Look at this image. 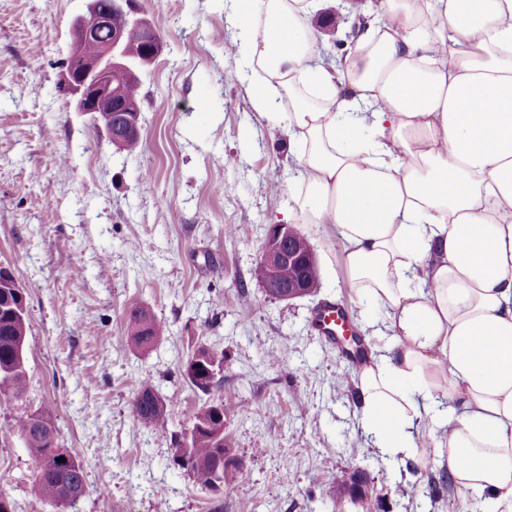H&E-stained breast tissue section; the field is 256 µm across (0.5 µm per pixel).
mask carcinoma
Listing matches in <instances>:
<instances>
[{
	"label": "carcinoma",
	"mask_w": 512,
	"mask_h": 512,
	"mask_svg": "<svg viewBox=\"0 0 512 512\" xmlns=\"http://www.w3.org/2000/svg\"><path fill=\"white\" fill-rule=\"evenodd\" d=\"M112 86L124 90V111H140L141 80L123 70L112 71ZM30 289L15 287L10 278L0 277V400L20 401L27 393L26 335L28 328L27 297ZM164 326L146 310L134 308L125 325L127 341L140 350L152 347L162 336ZM202 359L189 360L196 369L184 372L188 383L207 394L221 385V379L211 378L214 370L224 367V352L200 346ZM157 391L149 383H143L136 391L133 411L146 428L168 433V414L158 410L155 402ZM224 400L206 402L195 413L190 428V447L177 448L175 454L187 462L186 471L195 483L215 494L235 483L240 468L224 466ZM36 420L32 429L22 421L20 433L34 462L30 495L53 506H64L77 501L73 493L84 488V468L80 460L67 449L55 445V427L51 413L45 409L32 415ZM65 461L60 462L58 458Z\"/></svg>",
	"instance_id": "cac0c4a2"
}]
</instances>
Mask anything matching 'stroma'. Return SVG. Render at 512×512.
Masks as SVG:
<instances>
[{"instance_id":"stroma-1","label":"stroma","mask_w":512,"mask_h":512,"mask_svg":"<svg viewBox=\"0 0 512 512\" xmlns=\"http://www.w3.org/2000/svg\"><path fill=\"white\" fill-rule=\"evenodd\" d=\"M138 5L162 51L140 75L141 145L130 154L55 88L83 0H0V265L30 288L29 387L23 401L0 403V490L18 512H210L213 493L174 465L170 435L220 399L241 463L224 512H460V495L431 482L445 459L421 468L372 448L359 369L313 325L314 310L334 302L363 355L390 341L383 308L352 293L332 225L299 227L318 266L314 295L274 299L252 276L302 168L284 123L252 107L226 0ZM136 306L165 326L146 352L124 337ZM202 344L224 354L223 391L193 390L183 376ZM272 348L279 364L266 359ZM146 381L167 403L170 434L132 412ZM46 408L57 446L86 471L83 495L64 509L29 494L19 424ZM356 471L367 502H340L331 476ZM406 482L415 498L401 494Z\"/></svg>"}]
</instances>
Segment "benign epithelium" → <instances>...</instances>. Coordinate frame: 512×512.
<instances>
[{
    "instance_id": "1",
    "label": "benign epithelium",
    "mask_w": 512,
    "mask_h": 512,
    "mask_svg": "<svg viewBox=\"0 0 512 512\" xmlns=\"http://www.w3.org/2000/svg\"><path fill=\"white\" fill-rule=\"evenodd\" d=\"M85 12L75 18L74 24L86 33L81 44L72 45L64 70L57 87L74 104L77 112H92L97 124L103 129H112V143L119 144L129 136L140 134V113L126 116L127 122L120 125L115 114L123 102L121 92L112 88V69L129 68L133 71L152 63L160 51L159 38L155 29L142 16L131 9V0H84ZM110 31L108 40H98V30ZM136 33L153 43L150 53L139 63L127 61V40ZM97 59V66L88 69L84 66L88 56ZM294 230L287 224L270 227L257 263L263 265L267 280L263 287L276 291L280 300L291 301L310 296L318 287V268L313 254L300 255L294 247ZM295 262L302 266L303 274L295 283L288 286L279 280V272L284 264Z\"/></svg>"
}]
</instances>
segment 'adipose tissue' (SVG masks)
<instances>
[{
    "label": "adipose tissue",
    "instance_id": "obj_1",
    "mask_svg": "<svg viewBox=\"0 0 512 512\" xmlns=\"http://www.w3.org/2000/svg\"><path fill=\"white\" fill-rule=\"evenodd\" d=\"M232 7L253 108L298 149L293 223L333 225L386 312L392 344L359 375L368 434L512 512V0H370L330 68L314 0Z\"/></svg>",
    "mask_w": 512,
    "mask_h": 512
}]
</instances>
